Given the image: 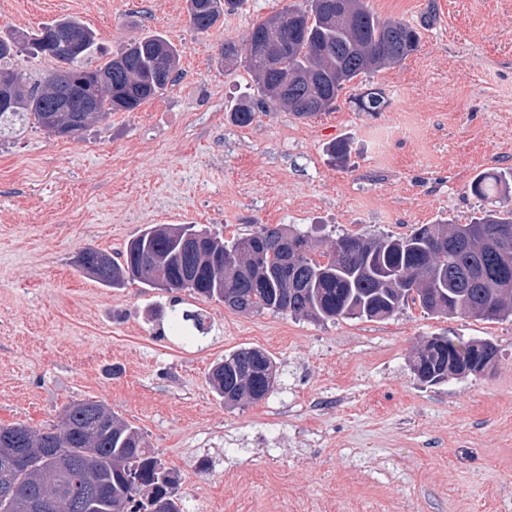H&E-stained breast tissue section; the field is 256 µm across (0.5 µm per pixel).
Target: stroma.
Masks as SVG:
<instances>
[{"mask_svg": "<svg viewBox=\"0 0 512 512\" xmlns=\"http://www.w3.org/2000/svg\"><path fill=\"white\" fill-rule=\"evenodd\" d=\"M290 0H244L196 32L186 0H0V34L63 16L108 53L159 34L181 52L177 83L68 139L30 127L0 143V425L47 429L66 405L100 401L175 469L184 512H512V316L429 315L318 323L243 314L189 290L105 287L78 271L155 224L232 238L263 224L404 235L479 217V174L512 167V0H366L416 26L419 50L360 75L336 108L234 123L259 93L244 61L256 21ZM373 89L388 100L362 112ZM394 131L382 142L378 131ZM347 140L346 164L327 149ZM205 330L174 335L171 305ZM431 336L490 340L480 374L429 386L413 360ZM274 361L272 392L225 407L208 375L240 347Z\"/></svg>", "mask_w": 512, "mask_h": 512, "instance_id": "stroma-1", "label": "stroma"}]
</instances>
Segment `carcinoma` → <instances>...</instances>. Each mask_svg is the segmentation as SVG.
<instances>
[{
  "mask_svg": "<svg viewBox=\"0 0 512 512\" xmlns=\"http://www.w3.org/2000/svg\"><path fill=\"white\" fill-rule=\"evenodd\" d=\"M243 2L189 0L188 13L194 29L206 32ZM279 18L288 23L274 26ZM53 26L78 31L84 38L83 51L68 61L74 104L85 95L81 81L89 72L112 71V83L99 92L94 112L47 111L52 104L48 78L29 80L8 66L24 54L57 59L45 46ZM247 45L245 63L261 100L235 105L232 117L240 126L250 125L256 112L277 107L299 118L336 109L340 92L360 74L396 67L418 51L420 32L402 20H379L364 0H304L254 24ZM97 50V32L72 16L35 33L0 36V90L12 87L16 95L14 106L0 110V140L29 125L55 136L69 132L75 121L85 129L113 112L136 110L176 82L180 54L162 35L134 39L92 70L87 61ZM386 106L380 90L360 99L365 112H380ZM511 187L512 168L476 177L471 191L486 201L496 190ZM496 228L511 235L494 243L488 231ZM178 229L196 231L190 224L152 225L112 259L110 271L95 269L94 260L102 253L96 248L81 250L76 266L106 287L136 279L154 288L152 276L135 277L124 265L162 260L168 278L183 279L179 289L241 313L271 310L315 321H382L412 302L436 316L460 312L486 321L512 316V209H484L470 224H422L399 236L344 234L327 252L317 251L307 235L285 224H265L229 241L201 229L202 254H190L181 247ZM298 241L308 243L306 252L298 254L289 247ZM253 251L264 252L257 265L249 260ZM170 324L182 336L204 330L202 315L174 305ZM473 351L490 366L499 349L494 342L481 340ZM455 360L448 337L432 336L419 349L413 372L421 382L435 385L444 381ZM274 372L266 352L241 347L212 366L209 381L226 405L258 402L272 392L267 377ZM96 405L88 400L66 406L60 427L53 431L22 424L0 426V448H23L27 456L24 467L0 462V487H10L18 496L42 498L41 512H68L67 495L87 484L99 491L90 512H183L175 471L140 431L112 412H96ZM58 453L85 460L90 468L64 471Z\"/></svg>",
  "mask_w": 512,
  "mask_h": 512,
  "instance_id": "carcinoma-1",
  "label": "carcinoma"
}]
</instances>
